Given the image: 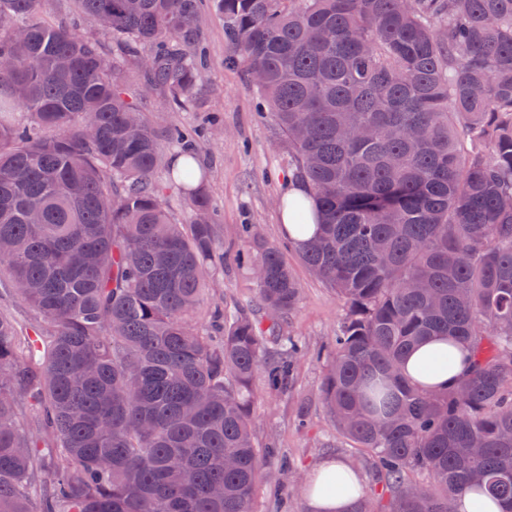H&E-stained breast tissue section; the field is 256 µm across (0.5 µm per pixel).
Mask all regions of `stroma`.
<instances>
[{"label": "stroma", "mask_w": 512, "mask_h": 512, "mask_svg": "<svg viewBox=\"0 0 512 512\" xmlns=\"http://www.w3.org/2000/svg\"><path fill=\"white\" fill-rule=\"evenodd\" d=\"M197 27L207 68L187 106H174L164 87L149 83L134 68L128 73V92L155 126H179L197 149L205 172L200 188L215 210L224 239V268L209 292V303L258 319L264 316L253 271L233 258L242 224L253 225L263 241L282 247L301 283V304L286 318L284 330L298 337L309 353L301 357L286 394L258 397L254 433L266 457L254 512H309L302 486L326 457L338 456L357 466L366 491L374 489L369 464L337 434L320 396L323 364L315 353L331 344L342 304L288 246L280 219L288 143L272 117L260 111L243 68L228 65L224 18L211 0H201Z\"/></svg>", "instance_id": "stroma-1"}]
</instances>
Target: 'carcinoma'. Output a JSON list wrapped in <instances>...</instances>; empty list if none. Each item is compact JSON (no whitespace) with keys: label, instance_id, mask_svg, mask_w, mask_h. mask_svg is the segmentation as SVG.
I'll use <instances>...</instances> for the list:
<instances>
[{"label":"carcinoma","instance_id":"1","mask_svg":"<svg viewBox=\"0 0 512 512\" xmlns=\"http://www.w3.org/2000/svg\"><path fill=\"white\" fill-rule=\"evenodd\" d=\"M45 2L0 0V271L34 313L23 336L0 312V512H252L254 380L291 387L301 284L245 225L268 324L196 321L224 239L203 196L172 220L149 176L184 136L125 93L132 62L188 99L197 0H74L112 57ZM216 3L319 211L293 206L317 230L301 261L343 305L320 391L381 484L354 512H452L468 489L512 512V0ZM171 173L202 179L188 153ZM429 338L444 366L469 354L446 391L403 372Z\"/></svg>","mask_w":512,"mask_h":512}]
</instances>
